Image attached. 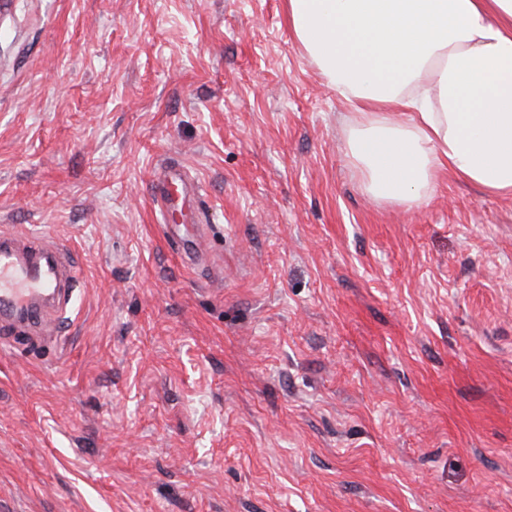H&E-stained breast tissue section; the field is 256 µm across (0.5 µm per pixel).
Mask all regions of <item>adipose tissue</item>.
Returning <instances> with one entry per match:
<instances>
[{
  "label": "adipose tissue",
  "mask_w": 512,
  "mask_h": 512,
  "mask_svg": "<svg viewBox=\"0 0 512 512\" xmlns=\"http://www.w3.org/2000/svg\"><path fill=\"white\" fill-rule=\"evenodd\" d=\"M288 25L356 111L346 154L375 198L438 171L512 197V0H286Z\"/></svg>",
  "instance_id": "obj_1"
}]
</instances>
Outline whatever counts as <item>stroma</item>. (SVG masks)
Returning a JSON list of instances; mask_svg holds the SVG:
<instances>
[{"label": "stroma", "mask_w": 512, "mask_h": 512, "mask_svg": "<svg viewBox=\"0 0 512 512\" xmlns=\"http://www.w3.org/2000/svg\"><path fill=\"white\" fill-rule=\"evenodd\" d=\"M353 117L285 0L0 9V227L80 277L0 345V512H512V198L374 200ZM178 182H184L182 175L177 172H171L167 173L165 171L160 173L159 176V183H158V204L160 207V211L163 216H165V213L170 209L174 208L179 199H184L186 196L190 195V192L188 190H184L180 193V195L177 198H173L172 195L169 192V186L172 184H176Z\"/></svg>", "instance_id": "1"}]
</instances>
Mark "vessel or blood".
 I'll return each instance as SVG.
<instances>
[{"label":"vessel or blood","instance_id":"1","mask_svg":"<svg viewBox=\"0 0 512 512\" xmlns=\"http://www.w3.org/2000/svg\"><path fill=\"white\" fill-rule=\"evenodd\" d=\"M179 173H161L158 204L169 211L177 204L169 192L181 182ZM77 269L56 245L32 233H0V325L25 321V334L35 335L50 308H66Z\"/></svg>","mask_w":512,"mask_h":512}]
</instances>
